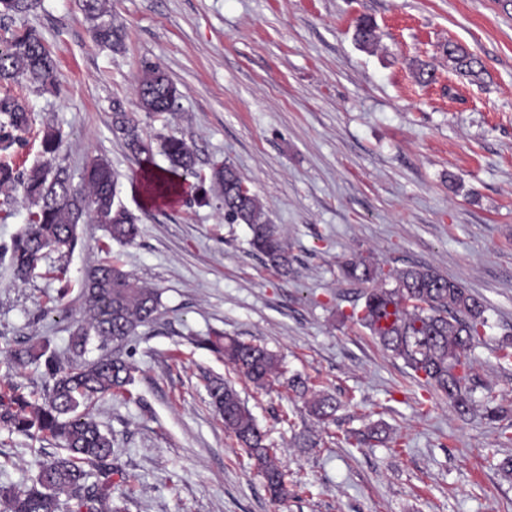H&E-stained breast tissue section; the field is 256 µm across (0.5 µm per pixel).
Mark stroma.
<instances>
[{
    "mask_svg": "<svg viewBox=\"0 0 512 512\" xmlns=\"http://www.w3.org/2000/svg\"><path fill=\"white\" fill-rule=\"evenodd\" d=\"M123 52L96 44L80 0H42L24 19L57 61V91L28 92L36 129L54 125L75 187L89 158L118 174L115 202L135 215L133 244L78 227L66 257H45L25 282L0 257V393L42 386L36 367L11 368L16 341L64 349L81 319L82 288L105 259L161 293L154 322L123 350L135 368L128 392L95 414L114 439L113 480L127 512H512V0H111ZM379 42L354 39L359 17ZM464 45L479 78L451 71L445 47ZM177 86L173 111L142 123L145 136L183 138L196 168L232 165L262 201L288 247L287 270L255 255L249 229L224 221L216 191L186 188L149 200L141 165L112 133V112L136 109L144 63ZM433 73L419 83L420 66ZM389 269L431 267L489 308L473 353L482 406L466 415L351 318L365 285L342 266L356 256ZM68 268L67 313L52 311ZM238 334L283 358L266 390L202 346L212 331ZM342 406L318 423L292 402L288 378ZM231 382L277 458L293 494L274 502L253 460L210 405L207 382ZM390 427L385 445L352 447L365 420ZM315 446L298 447L296 435ZM0 428L5 480L23 485L37 455L57 453Z\"/></svg>",
    "mask_w": 512,
    "mask_h": 512,
    "instance_id": "stroma-1",
    "label": "stroma"
}]
</instances>
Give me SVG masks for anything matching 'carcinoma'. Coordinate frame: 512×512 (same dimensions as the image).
<instances>
[{
	"mask_svg": "<svg viewBox=\"0 0 512 512\" xmlns=\"http://www.w3.org/2000/svg\"><path fill=\"white\" fill-rule=\"evenodd\" d=\"M38 0H0V20L27 15ZM82 11L94 41L112 52L122 51L126 33L115 22L108 0H82ZM377 25L367 17L358 19L355 40L364 48L378 42ZM453 68L476 75L481 66L463 45L450 42L445 50ZM55 62L40 34L33 28L17 30L0 39V85H24L41 91L53 84ZM139 108L149 117L169 112L179 90L159 67L146 62L138 81ZM35 115L27 100L7 89L0 93V207L10 206L13 192H22L28 203V222L0 255L9 256L14 276L26 281L48 254H71L78 244L77 227L92 219L103 226L110 239L133 243L140 233L138 218L115 204L117 174L109 162L91 158L84 168V188L72 183V174L58 160L64 132L55 126L41 131L42 164L22 169L14 162L31 133ZM112 130L127 152L148 161L154 150L168 160L169 168L146 173L150 191L157 197L176 194L188 178L210 181L224 203L230 224L248 226L251 248L275 268H288V248L278 227L270 223L258 196L244 184L227 163L213 164L209 178L196 171L194 149L175 135L143 136L141 118L117 107ZM344 275L358 283H371L364 306L351 318L367 328L387 351L402 359L415 377L423 378L462 411L474 407L472 394L479 381L472 371L471 352L488 324V307L459 283L435 269L410 265L384 271L368 257L346 263ZM85 317L73 324L67 350L51 348L47 340L19 342L8 349L10 363L18 368H44L45 388L41 400H30L14 388L0 394V427L9 433L40 440L51 437L62 443L65 453L38 464L22 487L0 484V501L6 512H125L115 504L119 472L113 440L93 414L95 403L133 382V365L121 353L136 329L156 318L160 295L139 283L123 267L103 261L91 269L83 288ZM202 345L224 356L225 362L258 388H264L279 371L280 357L267 348L246 343L232 335L214 333ZM101 350L86 358L90 347ZM289 386L305 399L310 413L325 424L334 419L339 402L327 394L307 397L309 388L299 377ZM208 394L224 427L246 448L257 463L268 491L285 500L290 491L286 473L276 463V453L265 443L264 433L237 391L221 379L210 381ZM385 427L369 423L355 438L358 447L383 441Z\"/></svg>",
	"mask_w": 512,
	"mask_h": 512,
	"instance_id": "obj_1",
	"label": "carcinoma"
}]
</instances>
